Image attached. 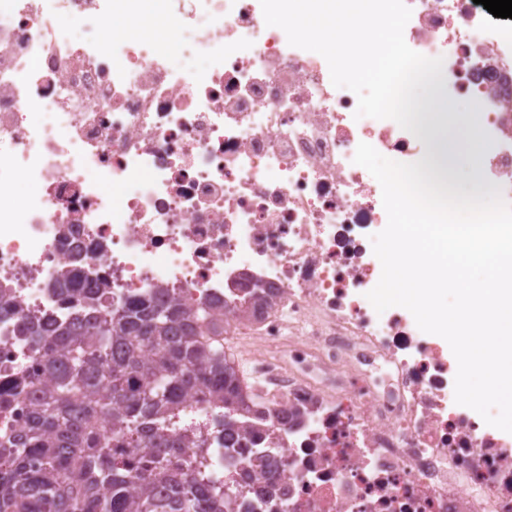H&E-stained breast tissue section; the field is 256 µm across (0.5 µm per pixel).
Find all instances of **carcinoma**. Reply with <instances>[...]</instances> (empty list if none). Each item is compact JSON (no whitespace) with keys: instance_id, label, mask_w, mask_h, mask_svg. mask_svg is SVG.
I'll return each mask as SVG.
<instances>
[{"instance_id":"1","label":"carcinoma","mask_w":512,"mask_h":512,"mask_svg":"<svg viewBox=\"0 0 512 512\" xmlns=\"http://www.w3.org/2000/svg\"><path fill=\"white\" fill-rule=\"evenodd\" d=\"M55 291L81 315L23 323L44 360L12 393L30 402V423L0 440V512H226L207 438L195 435V458L178 452L187 395L224 409L226 430L246 405L240 375L213 340L224 333L213 304L187 309L164 288L110 300L83 288L75 267Z\"/></svg>"}]
</instances>
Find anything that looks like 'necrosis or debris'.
I'll use <instances>...</instances> for the list:
<instances>
[{"label":"necrosis or debris","instance_id":"4bbe7bcc","mask_svg":"<svg viewBox=\"0 0 512 512\" xmlns=\"http://www.w3.org/2000/svg\"><path fill=\"white\" fill-rule=\"evenodd\" d=\"M404 39L471 108L486 185L512 205V23L474 0H405ZM207 60L180 66L181 36ZM323 56L260 0H0V382L37 355L23 317H64L52 284L216 299L265 376L258 411L212 428L233 512H512V440L457 404L458 369L407 309L366 295L387 225L359 143L412 163L424 138L357 119ZM27 185L16 205L19 185ZM268 303L239 308L252 291Z\"/></svg>","mask_w":512,"mask_h":512}]
</instances>
